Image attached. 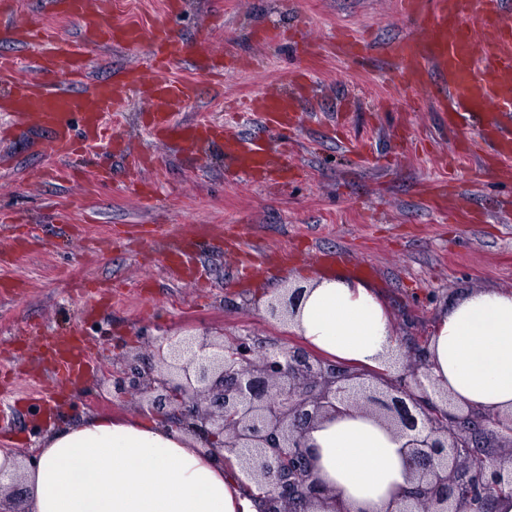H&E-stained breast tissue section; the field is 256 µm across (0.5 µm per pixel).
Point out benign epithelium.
Returning a JSON list of instances; mask_svg holds the SVG:
<instances>
[{"mask_svg": "<svg viewBox=\"0 0 512 512\" xmlns=\"http://www.w3.org/2000/svg\"><path fill=\"white\" fill-rule=\"evenodd\" d=\"M299 290L267 307L282 320ZM158 365L119 352L112 397L137 399L170 428L206 445L223 436L222 464H238L265 490V512H298L319 506L338 512L336 496L315 472L306 434L320 419L352 406L394 430L405 443L413 487L390 512H487L502 486L512 487V415L463 412L448 395L435 401L428 376L426 346L408 348L404 369L385 384L368 381L370 372L316 357L299 346L267 349L254 337L224 339L204 328L188 337L163 332L150 341ZM479 448L502 452L475 475ZM22 462L0 468V497L18 508Z\"/></svg>", "mask_w": 512, "mask_h": 512, "instance_id": "7a95c632", "label": "benign epithelium"}]
</instances>
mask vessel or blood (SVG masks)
<instances>
[{"label": "vessel or blood", "mask_w": 512, "mask_h": 512, "mask_svg": "<svg viewBox=\"0 0 512 512\" xmlns=\"http://www.w3.org/2000/svg\"><path fill=\"white\" fill-rule=\"evenodd\" d=\"M400 18L410 24L409 34L373 45L357 38H344L339 54L356 65H365L372 51H379L397 66L400 84L415 90L431 80L442 84L438 110L449 127L478 118L480 137L490 145L502 164L512 163V0H395ZM45 14L76 23L78 40L42 37L37 25L20 27L13 21L11 0H0V39L22 46L38 47L34 60L38 73L66 76L63 84L17 79L12 59L0 58V74L12 75L11 87L0 107L13 112L24 124L47 132L54 157L46 176L68 180L69 156L78 148L101 139L108 115L123 111L122 92L149 86L148 110L152 126L164 139L187 147H209L220 132L199 121H180L174 109L189 97L192 87L173 81L160 70L146 73L136 67L124 69L106 81L86 84L82 47L88 43L122 47L138 46L150 39L152 56L166 62L189 59L195 70L214 72V54L192 50L166 27L144 35L133 23L109 25L102 11L90 9L88 0H43ZM487 32L492 42L478 48L477 36ZM262 121L284 129L298 112L294 97L259 93L251 101ZM224 160L255 172L277 163L268 148L248 138L224 142Z\"/></svg>", "instance_id": "1"}]
</instances>
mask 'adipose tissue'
Segmentation results:
<instances>
[{"instance_id": "ef3b65f1", "label": "adipose tissue", "mask_w": 512, "mask_h": 512, "mask_svg": "<svg viewBox=\"0 0 512 512\" xmlns=\"http://www.w3.org/2000/svg\"><path fill=\"white\" fill-rule=\"evenodd\" d=\"M287 326L325 357L386 371L405 348L376 288L336 271L297 275ZM435 388L460 406L512 414V290L466 292L447 306L427 345ZM316 470L348 512H387L411 484L402 439L371 415L316 423ZM28 512H261L253 482L215 461L195 438L151 414H96L50 426L23 464Z\"/></svg>"}]
</instances>
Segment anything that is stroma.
I'll use <instances>...</instances> for the list:
<instances>
[{"mask_svg": "<svg viewBox=\"0 0 512 512\" xmlns=\"http://www.w3.org/2000/svg\"><path fill=\"white\" fill-rule=\"evenodd\" d=\"M166 0H110V23L138 22L144 33L169 27L196 50L225 52L224 73H199L183 60L166 74L191 83L178 118L220 120L227 131L278 149L277 131L232 101L262 91L313 88L289 126L283 162L297 175L263 179L224 167L217 154L161 142L131 98L112 117L130 151L151 158L150 196L127 188L124 173L98 187L96 162L106 143L86 148L82 175L61 183L40 178L49 163L45 134L12 129L0 112V215L25 224L17 243L0 229V367L19 378L0 390V448L35 450L47 424L99 412H138L112 400L107 375L113 347L150 358L143 332L162 324L188 334L202 327L225 338L251 335L266 347L299 344L267 305L273 287L303 268L318 270L316 254L342 255L343 267L370 266V282L386 300L403 342L426 341L450 301L476 288L512 289V179L489 156L443 167L454 152H479L474 126L448 132L435 110L436 85L414 91L394 64L372 53L357 68L337 57L347 32L383 43L409 32L394 0H184L170 15ZM309 29L306 50L297 38ZM282 39L261 43L264 31ZM86 74L108 79L130 66L150 68V44L136 48L87 45ZM195 238L192 264L201 284L174 281L163 250L174 237ZM49 336L75 335L92 357L86 373L52 383L29 325Z\"/></svg>", "mask_w": 512, "mask_h": 512, "instance_id": "stroma-1", "label": "stroma"}]
</instances>
